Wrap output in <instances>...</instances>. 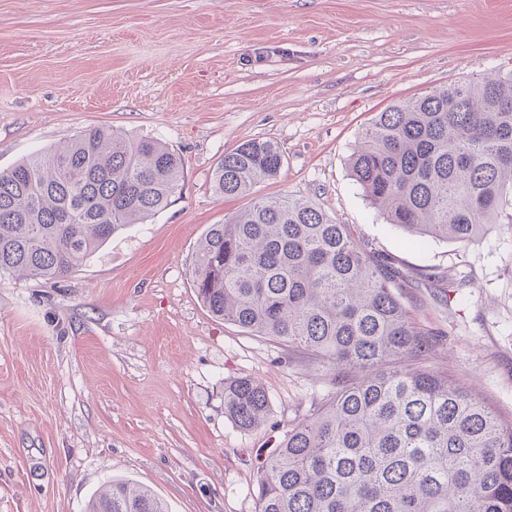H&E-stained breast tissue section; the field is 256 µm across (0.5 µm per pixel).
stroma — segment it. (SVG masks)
I'll return each instance as SVG.
<instances>
[{
  "mask_svg": "<svg viewBox=\"0 0 512 512\" xmlns=\"http://www.w3.org/2000/svg\"><path fill=\"white\" fill-rule=\"evenodd\" d=\"M510 71L512 0H0V169L93 128L184 160L164 211L67 276H0V512H83L112 479L170 512H258L260 461L334 367L197 296L200 239L255 196L315 200L393 257L427 366L512 420V230L413 246L349 173L394 101ZM254 139L279 144L280 179L216 196L214 168ZM240 376L269 394L262 428L224 413Z\"/></svg>",
  "mask_w": 512,
  "mask_h": 512,
  "instance_id": "stroma-1",
  "label": "stroma"
}]
</instances>
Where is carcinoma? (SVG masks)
Segmentation results:
<instances>
[{
	"label": "carcinoma",
	"mask_w": 512,
	"mask_h": 512,
	"mask_svg": "<svg viewBox=\"0 0 512 512\" xmlns=\"http://www.w3.org/2000/svg\"><path fill=\"white\" fill-rule=\"evenodd\" d=\"M272 140L224 154L220 197L281 173ZM179 154L96 128L0 170V275L51 281L171 203ZM350 176L386 221L420 241L469 245L512 228V73L399 101L361 133ZM404 275L318 204L257 197L212 224L192 268L214 316L336 366V389L260 467L258 512H512V421L420 365L427 333L400 297ZM251 377L224 381V413L268 423ZM85 512H169L149 488L112 480Z\"/></svg>",
	"instance_id": "obj_1"
}]
</instances>
